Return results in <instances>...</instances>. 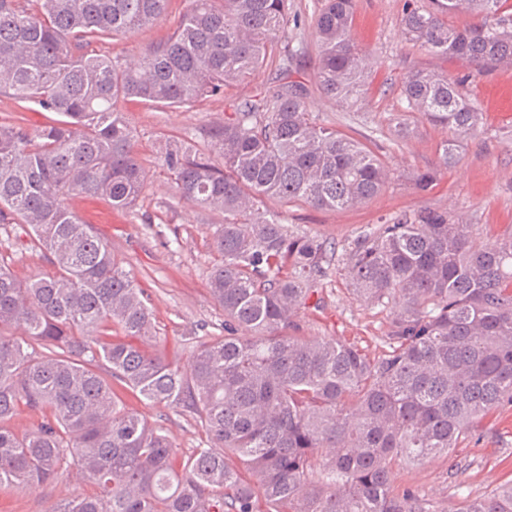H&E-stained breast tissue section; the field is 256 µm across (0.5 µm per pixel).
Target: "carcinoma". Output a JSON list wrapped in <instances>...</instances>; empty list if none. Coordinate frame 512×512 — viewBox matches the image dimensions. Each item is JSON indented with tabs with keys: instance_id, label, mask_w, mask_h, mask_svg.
<instances>
[{
	"instance_id": "obj_1",
	"label": "carcinoma",
	"mask_w": 512,
	"mask_h": 512,
	"mask_svg": "<svg viewBox=\"0 0 512 512\" xmlns=\"http://www.w3.org/2000/svg\"><path fill=\"white\" fill-rule=\"evenodd\" d=\"M504 2L405 0L401 37L478 75L512 66ZM166 4L0 0V95L63 116L33 134L0 125V223L27 227L26 246L52 267L22 281L0 260V491L72 462L93 491L49 512H432L412 489L393 493L390 471L448 456L512 404V226L485 240L420 209L365 230L345 247L344 269L355 300L390 307L389 350L371 359L339 338L297 335L294 318L322 303L316 284L336 247L290 231L264 202L355 208L391 171L320 123L305 84L288 79L303 54L288 40V0H190L177 29L133 64L87 50L159 22ZM353 15L354 0H325L314 22L316 82L348 107L373 71ZM447 15L471 22L454 27ZM274 61L281 83L224 114L204 145L160 138L178 197L224 213L208 280L224 335L196 341L182 370L151 348L145 291L66 199L130 211L144 193L121 103L191 105ZM399 91L407 111L448 132L439 160L454 164L482 120L461 81L419 69ZM114 380L187 412L211 446L181 454L162 425L124 406ZM24 411L40 421L20 436L10 422ZM455 512H512V481Z\"/></svg>"
}]
</instances>
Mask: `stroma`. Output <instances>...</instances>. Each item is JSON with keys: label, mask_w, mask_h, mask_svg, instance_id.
<instances>
[{"label": "stroma", "mask_w": 512, "mask_h": 512, "mask_svg": "<svg viewBox=\"0 0 512 512\" xmlns=\"http://www.w3.org/2000/svg\"><path fill=\"white\" fill-rule=\"evenodd\" d=\"M404 0H355L352 35L359 49L375 61L376 71L367 100L346 108L321 96L315 87L317 52L313 24L319 0H288L291 12L301 15L300 27L288 36L302 43L305 55L294 67V77L310 89L315 116L325 124L376 147L393 169L391 181L365 204L346 210H321L302 203L271 210L293 232H311L347 244L367 227L385 223L404 211L429 208L475 225L493 238L512 225V67L482 76H470L457 60L427 52L405 42L399 31ZM189 0H169L162 20L129 37L94 40L96 53L135 62L147 46L171 34L180 24ZM431 69L452 77H465L464 93L483 116L478 132L466 140L457 163L440 168L438 148L445 133L419 114H403L397 86L411 71ZM274 66L259 69L251 81L224 94L191 106H149L135 100L123 103L129 125L137 134V153L147 186L133 212L112 209L107 200L74 196L67 204L85 224L104 236L112 252L150 299L154 314L156 347L181 366H188L194 337L224 333V311L211 298L207 281L217 255L211 245L213 225L223 214L201 209L180 199L163 171L158 157V137L169 133L200 137L214 123L223 121L231 103L276 84ZM406 115L412 128L404 139L394 126ZM57 113L33 102L0 96V124H19L30 131L56 122ZM433 170L437 176L427 191L415 179ZM19 227H0V255L22 279L41 276L50 269L42 254L18 245ZM320 286L324 302L298 319L303 336H340L369 356L387 348L389 309L356 301L350 295L341 263L327 269ZM128 408L150 421L162 423L180 453L204 447L205 435L179 409L149 402L122 391ZM512 480V405H505L483 420L476 435L462 440L449 458H435L411 466L396 464L390 473L394 492L412 488L435 512H453L462 501L478 499ZM88 477L76 469L62 470L52 480L20 492H0V512H50L56 503L90 492Z\"/></svg>", "instance_id": "1"}]
</instances>
